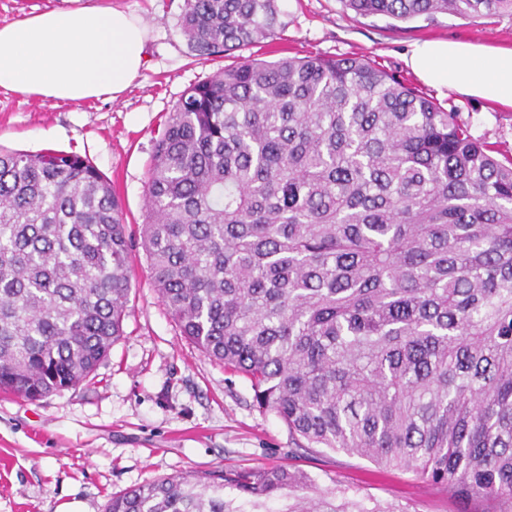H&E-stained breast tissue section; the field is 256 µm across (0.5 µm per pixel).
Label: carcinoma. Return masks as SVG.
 <instances>
[{"label":"carcinoma","instance_id":"obj_1","mask_svg":"<svg viewBox=\"0 0 512 512\" xmlns=\"http://www.w3.org/2000/svg\"><path fill=\"white\" fill-rule=\"evenodd\" d=\"M357 16L512 14V0H343ZM281 0H184L196 56L285 27ZM140 247L180 334L247 375L310 447L512 512V158L365 59L244 58L189 87L147 172ZM132 242L75 152L0 148V391L78 386L124 336ZM392 512L286 468L112 495L107 512Z\"/></svg>","mask_w":512,"mask_h":512}]
</instances>
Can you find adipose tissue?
Listing matches in <instances>:
<instances>
[{
  "label": "adipose tissue",
  "mask_w": 512,
  "mask_h": 512,
  "mask_svg": "<svg viewBox=\"0 0 512 512\" xmlns=\"http://www.w3.org/2000/svg\"><path fill=\"white\" fill-rule=\"evenodd\" d=\"M147 29L103 5L60 7L0 25V86L44 100L118 99L145 66ZM405 62L440 89L512 108V48L417 41Z\"/></svg>",
  "instance_id": "obj_1"
}]
</instances>
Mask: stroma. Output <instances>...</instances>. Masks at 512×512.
Wrapping results in <instances>:
<instances>
[{
	"label": "stroma",
	"mask_w": 512,
	"mask_h": 512,
	"mask_svg": "<svg viewBox=\"0 0 512 512\" xmlns=\"http://www.w3.org/2000/svg\"><path fill=\"white\" fill-rule=\"evenodd\" d=\"M140 17L148 30L141 76L115 101L51 102L0 87V147L58 149L87 157L117 192L125 222L138 232L153 142L183 91L240 53L218 60L193 54L182 34L184 0H97ZM285 28L249 48L252 57L356 54L403 78L472 135L512 154V108L421 85L404 54L417 40L512 46V15L394 21L361 17L342 0H283ZM129 313L123 337L78 387L30 402L0 393V512H59L77 500L105 512L113 493L169 477L280 466L308 476L317 493L396 512H482L399 467L308 447L274 412L253 404L250 379L225 369L181 336L151 285L145 255L130 258Z\"/></svg>",
	"instance_id": "35a3bbf8"
}]
</instances>
